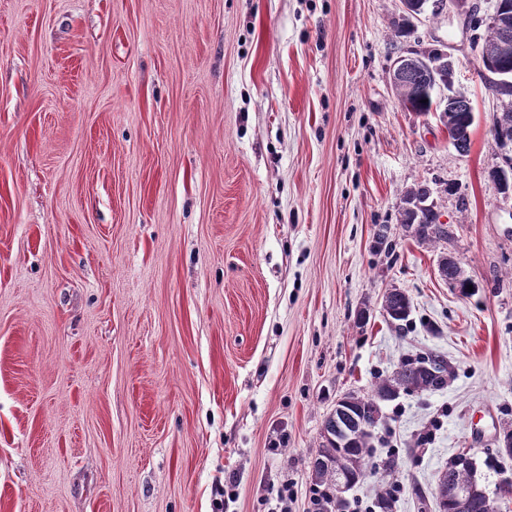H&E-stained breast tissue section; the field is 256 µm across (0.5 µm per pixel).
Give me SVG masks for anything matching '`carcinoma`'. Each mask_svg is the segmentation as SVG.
<instances>
[{
  "label": "carcinoma",
  "mask_w": 512,
  "mask_h": 512,
  "mask_svg": "<svg viewBox=\"0 0 512 512\" xmlns=\"http://www.w3.org/2000/svg\"><path fill=\"white\" fill-rule=\"evenodd\" d=\"M500 43V30L495 27L488 28L483 45L497 51L500 69L512 72V37L509 38L507 47H499ZM447 77V67L436 68L428 64L426 55L423 54L393 81V86L403 105L412 112L426 114L434 108L442 109L444 116L448 117V123L453 125V129L461 132V135L453 137L454 148L460 153H465L469 149L474 119L464 93H458L460 99L444 103L434 98L437 89L442 86L448 87ZM492 88L504 102L503 110L500 116L495 118L493 125L494 137L497 138L501 124L506 123L512 129V90L500 88L495 84ZM401 224L424 242H435L448 237L446 225L439 222V216L432 208H420L416 212L401 211ZM382 308L389 313L393 322H405L411 313L409 297L397 289L386 297ZM452 374L451 366L442 354L429 352L415 359L402 360L393 376L380 380L371 393L363 396L348 393L343 396V399L350 403L349 411L354 418H341L335 411L325 420V445L312 462V477L315 484L335 485L336 474L339 471L346 475L352 486L370 476L372 469L369 467L368 459L371 453L372 433L357 432L353 421L367 422L375 428L381 420V413L374 404L383 394L395 388L413 392L437 391L447 385ZM473 479L472 467H462L450 473L449 482L436 486V505L442 506V501L448 498V483L468 485Z\"/></svg>",
  "instance_id": "1"
}]
</instances>
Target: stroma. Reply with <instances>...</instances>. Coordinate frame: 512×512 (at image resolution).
Masks as SVG:
<instances>
[{
	"instance_id": "obj_1",
	"label": "stroma",
	"mask_w": 512,
	"mask_h": 512,
	"mask_svg": "<svg viewBox=\"0 0 512 512\" xmlns=\"http://www.w3.org/2000/svg\"><path fill=\"white\" fill-rule=\"evenodd\" d=\"M472 2L468 26L401 0H0V512H212L222 485L224 512L284 485L311 512L337 399L430 351L451 380L383 406L346 501L391 475L392 512H438L464 453L512 512V196L488 178L495 0ZM433 49L473 101L464 154L392 85ZM421 184L447 239L400 224ZM382 308L389 313L392 322H406L411 313L409 297L397 289L386 297Z\"/></svg>"
}]
</instances>
